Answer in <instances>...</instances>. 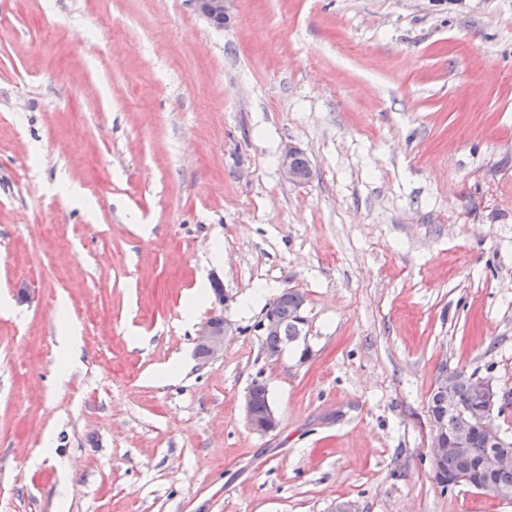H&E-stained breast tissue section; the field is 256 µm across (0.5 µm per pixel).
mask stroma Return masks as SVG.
I'll list each match as a JSON object with an SVG mask.
<instances>
[{
  "label": "stroma",
  "mask_w": 512,
  "mask_h": 512,
  "mask_svg": "<svg viewBox=\"0 0 512 512\" xmlns=\"http://www.w3.org/2000/svg\"><path fill=\"white\" fill-rule=\"evenodd\" d=\"M444 366L512 393V0H0V512H512L432 478ZM192 2L197 14L206 24L216 29H223L228 0H193ZM216 24H220V27H216ZM303 153L298 147L288 144L283 147L278 159V165L281 172L282 177L288 181V183L303 185L310 182L312 178V169L311 167L305 173L300 172L295 164V158ZM296 165L305 170L310 166L309 159L306 155L301 154L296 159ZM304 303L305 297L301 292L293 289H288V309L294 311L288 313V323H286L281 335L280 333L287 320L284 319L277 310L267 308L266 311L264 312L263 318L259 322V330L262 332V336H265L264 346L266 349V355L269 359L278 358L281 353L280 350H269L281 349L284 344L290 343L295 336H298V340L300 333L299 335H297L295 325L297 327H302L305 324L306 318L302 311ZM299 308H301L302 310H300ZM289 322H292L295 325ZM238 333L239 328L222 315L203 321L195 332V356L203 362L214 360L224 354V345ZM58 350L65 356L71 366L79 356L81 346L80 329L67 320L61 321L59 324ZM257 381H254L253 384V394L256 399L255 404V415L258 418H262L266 415L268 404H270L267 386L265 383V388L261 383L256 384ZM266 389V390H265ZM253 405L254 399L252 396L251 386L248 388L245 398H244V414L247 420L248 426L251 432L260 437H266L274 432H276L280 427L279 417L272 406H269L268 415L263 421H256L253 417Z\"/></svg>",
  "instance_id": "35a3bbf8"
}]
</instances>
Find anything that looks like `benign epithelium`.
I'll return each instance as SVG.
<instances>
[{
	"label": "benign epithelium",
	"instance_id": "1",
	"mask_svg": "<svg viewBox=\"0 0 512 512\" xmlns=\"http://www.w3.org/2000/svg\"><path fill=\"white\" fill-rule=\"evenodd\" d=\"M227 2L228 0H193L197 14L213 28L218 24H224ZM299 154L301 150L298 147L291 144L284 146L279 155L278 165L286 181L303 185L310 182L312 171L303 173L296 168L294 160ZM287 321L301 327L305 324L306 318L300 309L288 313V318L285 319L278 311L268 308L259 322V330L264 336L278 335ZM238 333L239 328L221 315L203 321L195 332V356L203 362L219 357L224 353L226 342ZM464 375L466 372L450 371L446 366L438 374V403L448 410V415L456 417V424L450 427L447 418L429 413L432 427V471L436 472L442 466L451 465L467 456L473 447V439L476 438L482 445L479 475L483 479L484 489L503 499L511 500L512 487L495 482V477L500 471L512 467V445L504 438L492 413L497 400L496 392L487 379L472 375L470 380L474 383L479 404L463 406L458 399L456 385L459 378ZM253 405L252 391L249 390L244 398L243 409L251 432L260 437L276 432L280 427V420L274 408L268 409V415L264 420L257 421L253 417Z\"/></svg>",
	"mask_w": 512,
	"mask_h": 512
}]
</instances>
